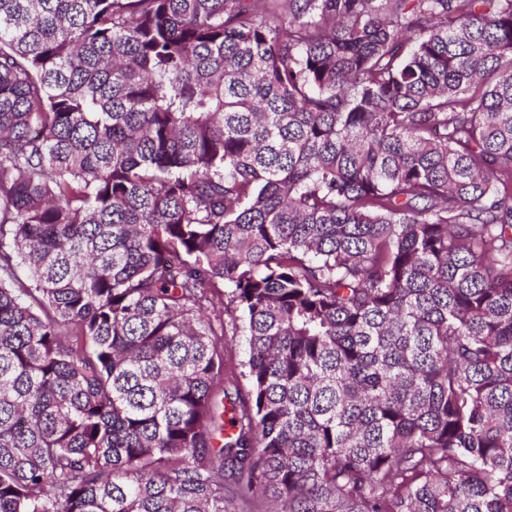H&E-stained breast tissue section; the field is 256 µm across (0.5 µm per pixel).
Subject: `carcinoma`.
Wrapping results in <instances>:
<instances>
[{
    "label": "carcinoma",
    "instance_id": "carcinoma-1",
    "mask_svg": "<svg viewBox=\"0 0 512 512\" xmlns=\"http://www.w3.org/2000/svg\"><path fill=\"white\" fill-rule=\"evenodd\" d=\"M260 495L512 512V0H0V512ZM226 340V348H224V363L226 367L234 368L239 375V390L244 395L247 393L249 386L247 379L244 376H240V372H244L243 366L246 356L243 347V336H224Z\"/></svg>",
    "mask_w": 512,
    "mask_h": 512
}]
</instances>
